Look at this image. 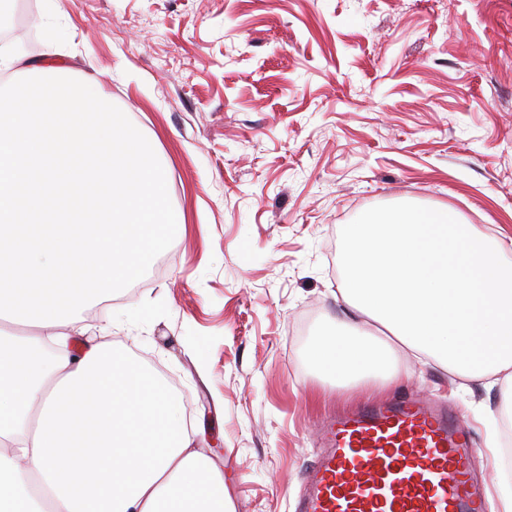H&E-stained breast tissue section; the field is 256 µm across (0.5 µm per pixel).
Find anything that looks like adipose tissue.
Wrapping results in <instances>:
<instances>
[{"label":"adipose tissue","mask_w":512,"mask_h":512,"mask_svg":"<svg viewBox=\"0 0 512 512\" xmlns=\"http://www.w3.org/2000/svg\"><path fill=\"white\" fill-rule=\"evenodd\" d=\"M133 123L63 66L0 95V512H235L178 397L111 336L72 357L76 312L180 223ZM348 304L367 322L310 361L337 385L392 373L395 348L512 390V262L445 205L344 227Z\"/></svg>","instance_id":"obj_1"}]
</instances>
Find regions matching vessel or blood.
Returning <instances> with one entry per match:
<instances>
[{
  "mask_svg": "<svg viewBox=\"0 0 512 512\" xmlns=\"http://www.w3.org/2000/svg\"><path fill=\"white\" fill-rule=\"evenodd\" d=\"M470 433L437 400L399 398L328 419L298 512H485Z\"/></svg>",
  "mask_w": 512,
  "mask_h": 512,
  "instance_id": "obj_1",
  "label": "vessel or blood"
}]
</instances>
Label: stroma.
<instances>
[{"label":"stroma","mask_w":512,"mask_h":512,"mask_svg":"<svg viewBox=\"0 0 512 512\" xmlns=\"http://www.w3.org/2000/svg\"><path fill=\"white\" fill-rule=\"evenodd\" d=\"M34 13L30 64L96 80L155 149L185 218L111 297L82 307L179 395L235 512H295L336 407L437 397L483 423L500 390L401 350L399 376L337 388L309 362L360 312L343 302V227L445 205L512 259V0H0Z\"/></svg>","instance_id":"obj_1"}]
</instances>
